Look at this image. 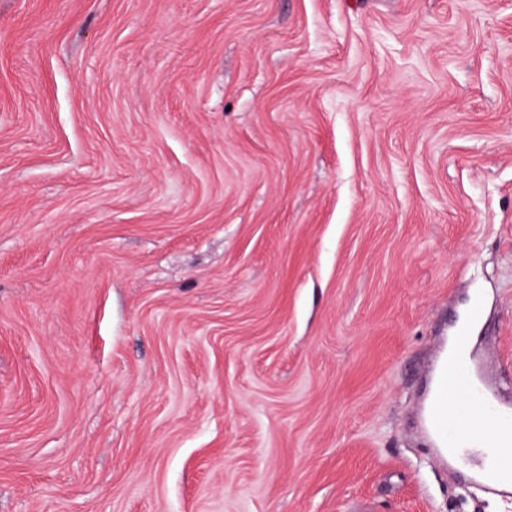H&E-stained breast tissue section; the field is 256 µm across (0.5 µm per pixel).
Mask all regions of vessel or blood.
<instances>
[{"label":"vessel or blood","instance_id":"obj_1","mask_svg":"<svg viewBox=\"0 0 512 512\" xmlns=\"http://www.w3.org/2000/svg\"><path fill=\"white\" fill-rule=\"evenodd\" d=\"M423 417L443 461L470 479L512 484V404L459 350L437 358Z\"/></svg>","mask_w":512,"mask_h":512}]
</instances>
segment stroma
<instances>
[{
	"label": "stroma",
	"mask_w": 512,
	"mask_h": 512,
	"mask_svg": "<svg viewBox=\"0 0 512 512\" xmlns=\"http://www.w3.org/2000/svg\"><path fill=\"white\" fill-rule=\"evenodd\" d=\"M512 386V0H0V512H512L411 420Z\"/></svg>",
	"instance_id": "1"
}]
</instances>
